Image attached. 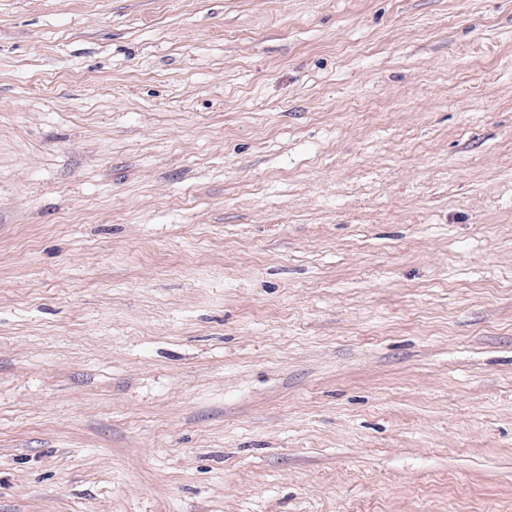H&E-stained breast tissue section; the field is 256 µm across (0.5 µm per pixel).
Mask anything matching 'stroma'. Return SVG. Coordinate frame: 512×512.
<instances>
[{
	"label": "stroma",
	"instance_id": "35a3bbf8",
	"mask_svg": "<svg viewBox=\"0 0 512 512\" xmlns=\"http://www.w3.org/2000/svg\"><path fill=\"white\" fill-rule=\"evenodd\" d=\"M0 512H512V0H0Z\"/></svg>",
	"mask_w": 512,
	"mask_h": 512
}]
</instances>
